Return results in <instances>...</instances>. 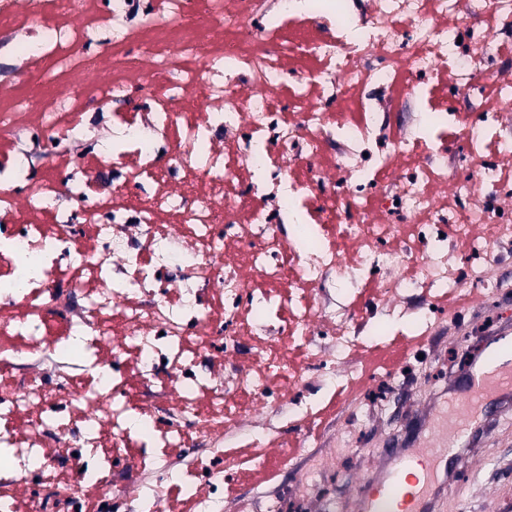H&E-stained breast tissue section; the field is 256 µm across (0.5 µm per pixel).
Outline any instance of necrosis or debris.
Wrapping results in <instances>:
<instances>
[{
  "instance_id": "1",
  "label": "necrosis or debris",
  "mask_w": 512,
  "mask_h": 512,
  "mask_svg": "<svg viewBox=\"0 0 512 512\" xmlns=\"http://www.w3.org/2000/svg\"><path fill=\"white\" fill-rule=\"evenodd\" d=\"M355 2L0 0V50L91 80L0 101V512H176L167 488L222 512L253 402L313 410L276 384L305 381L287 350L332 391L377 341L362 298L400 317L413 291L494 290L512 0ZM135 88L149 111L118 108ZM34 129L57 153L19 190Z\"/></svg>"
}]
</instances>
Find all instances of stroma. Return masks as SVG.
Wrapping results in <instances>:
<instances>
[{"label":"stroma","mask_w":512,"mask_h":512,"mask_svg":"<svg viewBox=\"0 0 512 512\" xmlns=\"http://www.w3.org/2000/svg\"><path fill=\"white\" fill-rule=\"evenodd\" d=\"M499 286L495 312L474 288L449 299L448 318L435 328L402 322L386 324L376 348L362 352L360 365L372 367L375 397L352 406L342 395H319L312 417L301 426L277 428L229 441L225 454L236 465V477L224 485V512H270L278 497L280 512H341L357 478L380 466L387 453L409 438L413 420L423 418L427 403L443 410L431 392L448 371L465 372L473 341L489 343L495 332L512 327V263L494 267ZM415 364L418 374L407 386L390 390L386 371L394 362ZM479 441L472 470L458 471L440 512H512V410ZM279 462L261 476L257 460Z\"/></svg>","instance_id":"35a3bbf8"}]
</instances>
